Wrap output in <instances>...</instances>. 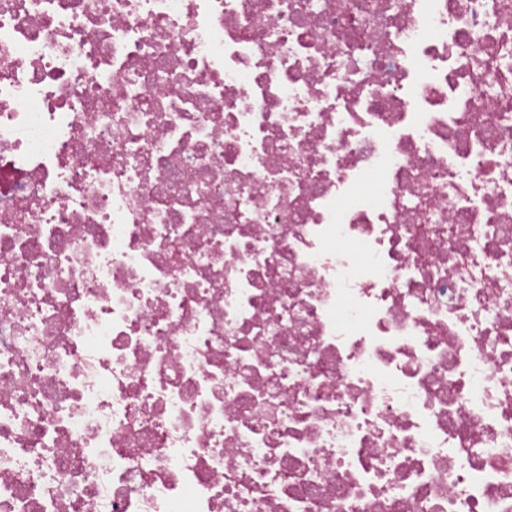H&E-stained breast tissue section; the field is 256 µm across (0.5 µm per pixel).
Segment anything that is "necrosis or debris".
I'll return each mask as SVG.
<instances>
[{"label":"necrosis or debris","mask_w":512,"mask_h":512,"mask_svg":"<svg viewBox=\"0 0 512 512\" xmlns=\"http://www.w3.org/2000/svg\"><path fill=\"white\" fill-rule=\"evenodd\" d=\"M0 512H512V0H0Z\"/></svg>","instance_id":"obj_1"}]
</instances>
